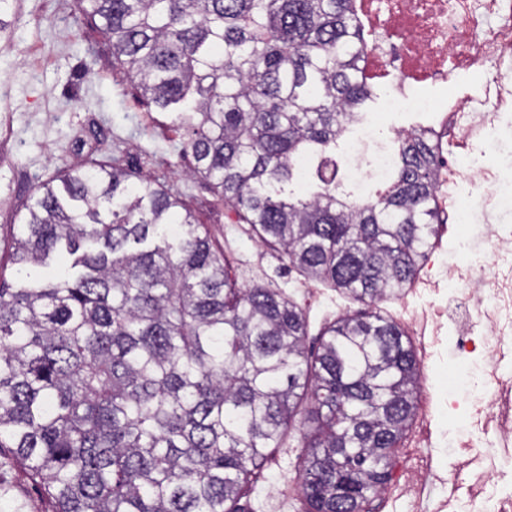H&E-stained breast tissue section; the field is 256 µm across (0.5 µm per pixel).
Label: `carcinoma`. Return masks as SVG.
I'll use <instances>...</instances> for the list:
<instances>
[{"instance_id": "cac0c4a2", "label": "carcinoma", "mask_w": 512, "mask_h": 512, "mask_svg": "<svg viewBox=\"0 0 512 512\" xmlns=\"http://www.w3.org/2000/svg\"><path fill=\"white\" fill-rule=\"evenodd\" d=\"M85 2L186 129L193 172L282 261L369 306L412 285L441 223L432 129L391 135L382 192L327 168L375 97L352 0ZM12 260L31 281H0V512H29L15 468L45 512H244L296 423L307 512H365L391 481L418 360L390 318L342 316L307 351L285 292L240 286L179 196L119 167L41 184Z\"/></svg>"}]
</instances>
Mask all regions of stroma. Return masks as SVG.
Instances as JSON below:
<instances>
[{
  "label": "stroma",
  "instance_id": "35a3bbf8",
  "mask_svg": "<svg viewBox=\"0 0 512 512\" xmlns=\"http://www.w3.org/2000/svg\"><path fill=\"white\" fill-rule=\"evenodd\" d=\"M9 4L0 14V279L23 283L11 262L14 237L40 184L68 168L118 166L178 193L239 284L285 290L307 318L308 350L316 349L327 324L362 310V303L284 266L209 181L191 173L190 158L181 154L183 128L172 113L146 105L77 0ZM454 364L452 344L443 343L439 358L420 360L421 384L450 382L473 395L467 373H454ZM299 437L290 430L271 453L242 500L246 512H305ZM469 438L466 422L436 399L430 413H417L395 463L422 482L425 495L446 499L449 471H460L465 484L476 481L475 469L465 464ZM427 454L433 464L425 471Z\"/></svg>",
  "mask_w": 512,
  "mask_h": 512
}]
</instances>
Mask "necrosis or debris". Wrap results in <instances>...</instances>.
Instances as JSON below:
<instances>
[{"label": "necrosis or debris", "instance_id": "4bbe7bcc", "mask_svg": "<svg viewBox=\"0 0 512 512\" xmlns=\"http://www.w3.org/2000/svg\"><path fill=\"white\" fill-rule=\"evenodd\" d=\"M369 49L361 62L363 77L381 81L385 109L394 114L439 112L443 125L436 139L443 178L440 199L448 200L453 236L464 244L462 225L470 212L502 205L501 174L485 161L501 136L512 86L501 62L512 52V0H353ZM477 75L480 91L440 101L424 96L425 85L449 87ZM374 125H358L344 159L339 189L361 194L374 179L385 178L394 158L375 143ZM464 152H457V143ZM512 232L494 231L487 254L466 257L448 270V301L463 307L455 321V351L479 364L473 379L477 397L463 406L472 437L468 447L483 464L471 494L451 501V512H512V488H505L494 465L497 451L512 442V380L502 367L512 365ZM481 293L480 307L469 306Z\"/></svg>", "mask_w": 512, "mask_h": 512}]
</instances>
